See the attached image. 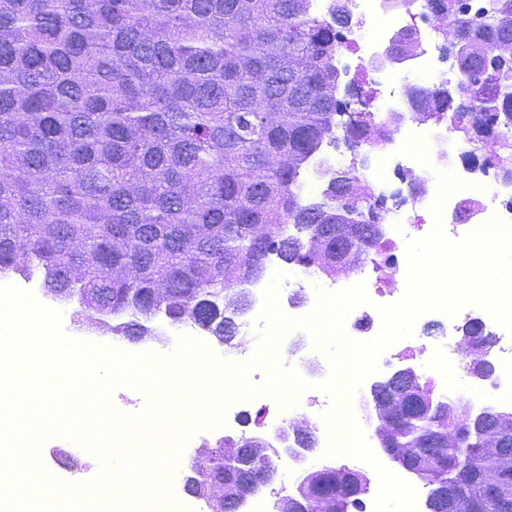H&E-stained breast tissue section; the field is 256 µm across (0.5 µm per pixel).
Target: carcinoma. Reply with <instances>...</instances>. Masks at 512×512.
Returning a JSON list of instances; mask_svg holds the SVG:
<instances>
[{"label":"carcinoma","mask_w":512,"mask_h":512,"mask_svg":"<svg viewBox=\"0 0 512 512\" xmlns=\"http://www.w3.org/2000/svg\"><path fill=\"white\" fill-rule=\"evenodd\" d=\"M349 2L333 0L326 22L311 0H0V271L39 274L55 300L79 293L78 317L112 310L123 337L156 335L161 315L233 346L251 304L242 283L258 263L274 255L336 274L339 209H360L352 246L362 259L378 236L355 170H334L318 202L298 195L303 165L333 138L339 95H351L333 63ZM428 2L446 15L470 10L468 0ZM446 38L461 48L464 89L511 126L489 90L512 74V0H485ZM447 104L436 89L418 97L422 116ZM348 141L379 147L383 129L364 116ZM390 383L407 388L393 426L410 462L437 459L421 479L424 512H478L481 470L500 459L476 441L423 447L448 434V402L403 375ZM224 447L186 477L188 493L202 469L253 493L269 484ZM459 468L469 472L461 487ZM366 487L364 474L329 466L273 509L324 512L337 496L347 512ZM204 501L210 512L240 505L222 487Z\"/></svg>","instance_id":"carcinoma-1"}]
</instances>
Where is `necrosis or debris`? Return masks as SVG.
<instances>
[{
    "label": "necrosis or debris",
    "mask_w": 512,
    "mask_h": 512,
    "mask_svg": "<svg viewBox=\"0 0 512 512\" xmlns=\"http://www.w3.org/2000/svg\"><path fill=\"white\" fill-rule=\"evenodd\" d=\"M351 7L357 21L341 41L348 54L370 63L389 87L397 83L402 71L413 70L425 74L422 88L440 86L449 94L447 108L425 133L417 128L415 107L408 94L376 93L360 102L363 113L375 120L395 112L402 115L400 124L390 126L387 132L386 141L393 146L391 154L379 157L360 176L369 198L379 200L386 196L383 173L388 167L397 172L402 183L411 187L410 193L396 191L389 195L393 205L381 214L382 234L374 248L371 267L361 273L370 302L352 309L344 319V332L349 338L367 341L381 327L377 305L394 303L405 292L407 239L427 236L437 223L454 240L495 218L512 223V180L505 179L502 172L492 171L489 162L491 149L496 148L503 136L502 128L485 125L475 129L474 150L459 154L454 151L453 132L470 126V113L480 108L479 102L460 92L454 58L448 57L443 47L435 43L440 33L458 28L457 18L438 17L427 8H416L415 0H351ZM406 35L416 37L418 47L403 53L399 62L387 61L386 50L396 38ZM446 170L453 171L466 186L442 201V218L437 221L431 212L432 205L438 201L436 194L415 190L414 185L434 182L436 173ZM475 319L480 320L491 338L489 356L499 371L497 401L512 407V333L504 331L485 310L477 314L473 309L462 308L455 317L447 318L448 334L434 340L425 339L423 325H415L411 337L397 341L380 356L378 366L385 369L412 361L438 368L450 360L458 371H465V360L455 356L458 342L454 333ZM309 339V333L302 328L291 330L282 339L288 347L289 368L308 383L294 404L285 408L273 396L257 398L280 426L300 419L311 426L313 447L276 451L277 464L294 467L299 481L303 480L309 462L326 455L331 441L327 422L331 404L322 384L331 375L332 360L314 351Z\"/></svg>",
    "instance_id": "necrosis-or-debris-1"
}]
</instances>
